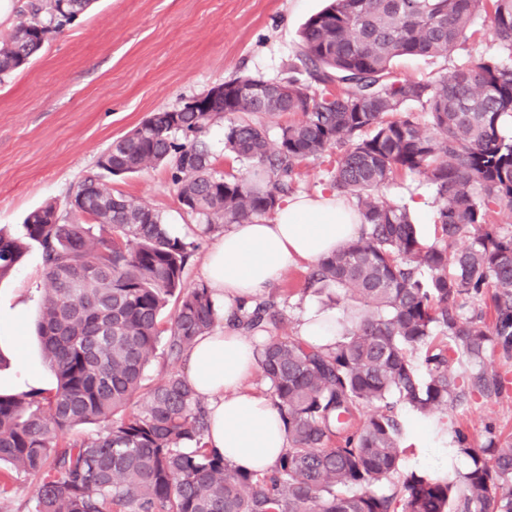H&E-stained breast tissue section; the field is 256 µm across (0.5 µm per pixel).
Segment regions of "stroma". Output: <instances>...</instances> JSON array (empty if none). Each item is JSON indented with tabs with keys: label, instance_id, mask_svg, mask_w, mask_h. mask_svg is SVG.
Here are the masks:
<instances>
[{
	"label": "stroma",
	"instance_id": "stroma-1",
	"mask_svg": "<svg viewBox=\"0 0 512 512\" xmlns=\"http://www.w3.org/2000/svg\"><path fill=\"white\" fill-rule=\"evenodd\" d=\"M325 0H95L64 27L25 69L0 80V227L17 235L25 216L47 201H64L113 140L150 113L180 108L191 97L246 73L286 75L304 22ZM334 153L302 163L290 194L331 188ZM109 189L159 211L171 231L185 235L167 172L147 168L128 178L104 176ZM383 198L420 204L414 215L425 242L435 238L436 205L425 181L405 175ZM311 269L291 267L268 290L284 308L278 333L293 336L307 309L333 310L326 296L305 289ZM47 286L36 247L9 279L0 281V390L20 392L24 373L41 387L55 377L43 360L35 323ZM486 367L507 378L500 398H475L463 409L421 419L405 414L403 471L466 472L456 432L480 447L488 431L512 442V353L495 351Z\"/></svg>",
	"mask_w": 512,
	"mask_h": 512
}]
</instances>
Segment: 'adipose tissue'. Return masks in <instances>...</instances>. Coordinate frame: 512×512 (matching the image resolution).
<instances>
[{"mask_svg":"<svg viewBox=\"0 0 512 512\" xmlns=\"http://www.w3.org/2000/svg\"><path fill=\"white\" fill-rule=\"evenodd\" d=\"M360 216L336 191L284 198L269 219L232 224L208 251L204 273L225 311L249 302L298 262H318L359 236ZM186 375L209 416L206 441L238 468L269 470L288 446L274 403L249 381L257 367L250 337L232 323L188 349Z\"/></svg>","mask_w":512,"mask_h":512,"instance_id":"ef3b65f1","label":"adipose tissue"}]
</instances>
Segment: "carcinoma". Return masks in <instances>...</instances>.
<instances>
[{"instance_id": "obj_1", "label": "carcinoma", "mask_w": 512, "mask_h": 512, "mask_svg": "<svg viewBox=\"0 0 512 512\" xmlns=\"http://www.w3.org/2000/svg\"><path fill=\"white\" fill-rule=\"evenodd\" d=\"M92 2L30 4L0 39V76L30 64ZM482 12L494 51L468 55L450 77L394 71L400 57L464 49ZM224 87L210 112L150 113L64 204L30 212L22 237L0 230V281L28 246L40 250L38 334L56 380L49 391L0 392V502L24 478L34 482L27 512H512L511 443L490 430L474 448L457 432L468 472L403 475L400 418L504 391L485 360L512 348V227L495 218L512 211V0H328L304 24L288 76ZM287 112L299 118L271 138ZM221 116L224 149L246 167L238 175L218 171L203 140ZM333 149L332 185L363 227L316 264L306 289L352 304L327 345L271 335L284 316L270 298L233 314L245 334L268 335L257 363L288 428L268 472H242L207 447L204 403L185 374L144 384L158 345L178 361L224 318L207 285L185 287L194 241L106 188L102 173L167 169L196 236L273 214L299 165ZM403 174L423 178L438 204L430 244L407 204L379 195ZM482 295L491 325L471 308ZM423 347L419 368L412 354ZM97 422L101 432L65 440Z\"/></svg>"}]
</instances>
